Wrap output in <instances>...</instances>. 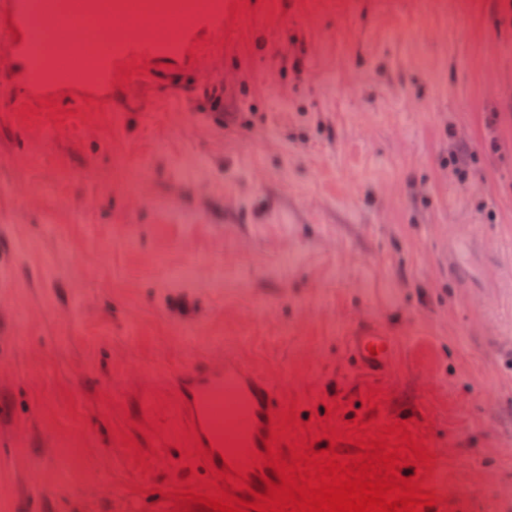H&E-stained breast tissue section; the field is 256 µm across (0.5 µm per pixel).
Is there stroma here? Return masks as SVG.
<instances>
[{
	"instance_id": "obj_1",
	"label": "stroma",
	"mask_w": 512,
	"mask_h": 512,
	"mask_svg": "<svg viewBox=\"0 0 512 512\" xmlns=\"http://www.w3.org/2000/svg\"><path fill=\"white\" fill-rule=\"evenodd\" d=\"M224 9L211 74L155 60L94 122L0 93V512H169L187 442L148 377L228 347L301 421L370 419V395L411 420L433 512H501L512 0ZM360 321L397 337L391 377L354 375Z\"/></svg>"
}]
</instances>
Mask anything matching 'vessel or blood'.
<instances>
[{"label": "vessel or blood", "instance_id": "obj_1", "mask_svg": "<svg viewBox=\"0 0 512 512\" xmlns=\"http://www.w3.org/2000/svg\"><path fill=\"white\" fill-rule=\"evenodd\" d=\"M68 38L84 47L79 65L72 66L35 55L33 43L46 21L37 0H0V73L21 92L10 99L14 112L29 111L32 103L53 107L65 93L79 91L85 112H99L111 102L112 89L133 82L148 62L179 59L196 74H205L212 62L211 48L224 35L223 0H192L190 15L158 14L155 27L173 30L162 39L153 30L112 38V30L126 21L123 12L102 10L98 0H66ZM208 36L197 39L198 30ZM345 349L360 375L387 378L395 370L399 344L374 323L351 327ZM164 385L175 401L187 431L198 432L202 443L212 444L213 466L249 462V453L262 449L269 434L268 411H282L281 382L233 350L216 358L194 354L167 373Z\"/></svg>", "mask_w": 512, "mask_h": 512}]
</instances>
